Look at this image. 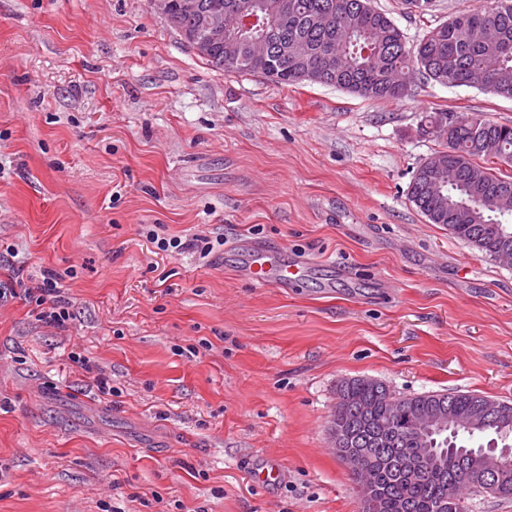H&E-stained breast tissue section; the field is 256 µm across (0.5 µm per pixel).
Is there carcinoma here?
Here are the masks:
<instances>
[{"mask_svg": "<svg viewBox=\"0 0 512 512\" xmlns=\"http://www.w3.org/2000/svg\"><path fill=\"white\" fill-rule=\"evenodd\" d=\"M205 11L224 14V27L238 33L241 62L224 63V50L204 57L227 74L260 75L293 85L317 72L319 83L347 89L362 97L399 100L415 74L447 78L451 86H470L482 77L483 88L512 98V0H494L485 10L459 14L429 30L414 47L386 14L370 0H253L258 16L254 27L236 26L237 0H199ZM448 133L446 165L440 170L420 166L410 187V200L431 224L489 257L502 244L512 245V214L499 199L512 200V176L500 177L492 165L512 163V126L481 115ZM383 384L367 378L341 382L332 421L347 434L346 449L365 458L369 483L381 512H463L462 501L448 500L453 482L467 478L468 452L458 436L445 433H385L380 425L390 404ZM487 398L473 392H428L407 398L410 412L444 402L460 422ZM490 431L512 437V405L503 404L498 424ZM444 452V465L414 477L408 461L426 450Z\"/></svg>", "mask_w": 512, "mask_h": 512, "instance_id": "cac0c4a2", "label": "carcinoma"}]
</instances>
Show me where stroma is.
Instances as JSON below:
<instances>
[{
	"mask_svg": "<svg viewBox=\"0 0 512 512\" xmlns=\"http://www.w3.org/2000/svg\"><path fill=\"white\" fill-rule=\"evenodd\" d=\"M372 3L412 45L492 0ZM446 111L512 125L473 86L224 73L150 0H0V283L61 273L73 314L0 297V512H360L328 439L343 380L512 404V267L410 200ZM152 224L224 244L163 252ZM254 245L296 281L256 286Z\"/></svg>",
	"mask_w": 512,
	"mask_h": 512,
	"instance_id": "35a3bbf8",
	"label": "stroma"
}]
</instances>
